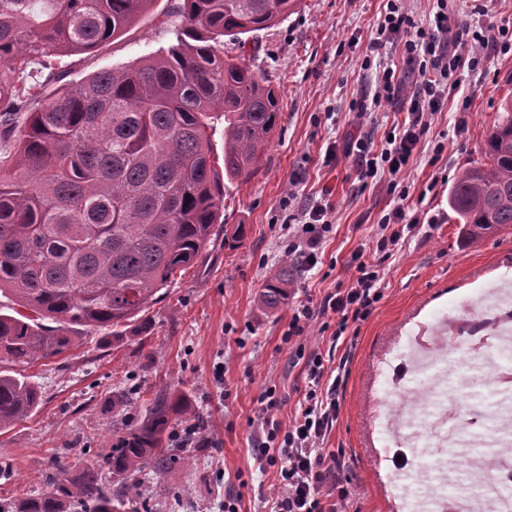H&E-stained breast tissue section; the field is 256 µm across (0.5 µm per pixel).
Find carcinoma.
<instances>
[{"label":"carcinoma","instance_id":"carcinoma-1","mask_svg":"<svg viewBox=\"0 0 512 512\" xmlns=\"http://www.w3.org/2000/svg\"><path fill=\"white\" fill-rule=\"evenodd\" d=\"M153 2L0 0V296L30 311L0 312V431L42 401L21 371L69 351V325L124 332L207 249L222 223L224 181L248 182L271 146L274 89L262 70L224 52V38L245 48L241 36L278 25L298 0H178L175 44L64 82L58 57L92 53ZM504 111L486 161L464 168L450 191L471 243L512 228L511 101ZM297 268L283 260L258 305L285 303ZM169 409L156 397L76 478L0 499V512H152L168 490L143 493L138 474L150 463L160 472L194 464L186 450H161ZM105 469L121 493L101 480Z\"/></svg>","mask_w":512,"mask_h":512}]
</instances>
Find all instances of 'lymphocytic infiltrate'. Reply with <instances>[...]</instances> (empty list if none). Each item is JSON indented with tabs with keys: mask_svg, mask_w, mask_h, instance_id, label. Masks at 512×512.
I'll return each instance as SVG.
<instances>
[{
	"mask_svg": "<svg viewBox=\"0 0 512 512\" xmlns=\"http://www.w3.org/2000/svg\"><path fill=\"white\" fill-rule=\"evenodd\" d=\"M435 2L432 21L419 25L410 17L404 0H387L367 49L375 54L390 45L402 47L404 67H388L378 74L371 100H359L356 107L358 136L340 150L328 145L325 163L342 154L352 159L360 181L386 176L392 184L403 183L422 150L433 116L459 87L461 71L475 70L489 57L512 51V27L492 31L457 24L453 0ZM392 101L399 102L405 118L382 143H375L373 112L381 103ZM333 210V203L323 197L301 208L295 218L288 252L306 269L319 262ZM421 219V214L410 213L408 206L397 203L379 226L375 262H365L361 253H354L348 286L326 296L318 309L298 308L288 325L289 335H303L317 312L336 314L342 331L349 322L367 318L380 298L383 264L393 258L404 232L414 230ZM306 367L305 406L291 425L281 426L273 418L280 399L272 388L262 395L255 416L258 431L254 445L260 450L262 465L275 468L278 481L270 512H342L348 496L347 488L334 480L331 457L322 448L337 418L336 390L321 386L325 366L320 353L310 352Z\"/></svg>",
	"mask_w": 512,
	"mask_h": 512,
	"instance_id": "obj_1",
	"label": "lymphocytic infiltrate"
}]
</instances>
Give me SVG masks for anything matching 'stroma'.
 Masks as SVG:
<instances>
[{
    "instance_id": "obj_1",
    "label": "stroma",
    "mask_w": 512,
    "mask_h": 512,
    "mask_svg": "<svg viewBox=\"0 0 512 512\" xmlns=\"http://www.w3.org/2000/svg\"><path fill=\"white\" fill-rule=\"evenodd\" d=\"M174 2L155 0L146 15L99 51L62 58L68 82L134 64L173 44ZM384 5L299 0L282 23L248 34L246 61L266 71L278 99L280 119L270 150L248 183H225L224 221L207 250L120 339L74 325L76 347L26 369L42 401L27 418L0 431V459L12 468L11 480L0 483V496L50 490L56 461L89 462L114 431L141 420V412L122 413L115 404L133 390L144 405L160 392L180 398L184 409L170 413L169 433L192 423L202 428L192 466L144 470L146 483L169 489L153 501V512H224L230 502L238 512H266L264 499L275 490L276 471L259 467L251 419L270 387L282 399L274 418L286 424L300 413L307 386L306 362L298 353L303 347L320 351L325 367L340 373L338 416L324 448L344 463L339 478L349 490L345 512H398L404 493L421 496L426 487L390 482L402 466L397 454L409 451L410 430L384 435L377 404L400 400L393 382L409 365V337L432 333L441 323L454 325L458 347L445 387L448 426L463 438L487 432L490 423L478 410L486 392L475 382L482 355L471 349L468 327L484 318L481 288L492 281L512 286V229L468 243L448 206V192L461 170L480 160L504 100L512 97V54L463 72L467 111L450 103L435 115L430 135L443 137V157L434 163L429 153H420L406 184L408 205L439 222L406 236L385 265L382 297L370 315L349 324L337 340L331 334L338 321L333 313L311 321L303 336H286L300 305L318 308L325 296L347 287L352 253L374 260L378 223L397 202L386 181L360 182L351 159L322 164L328 143L341 145L356 135L353 105L374 82L376 66L401 62L395 47L366 56ZM455 11L457 20L486 29L512 26V0H456ZM325 189L335 211L322 262L295 275L284 306L260 309L257 295L286 257L283 201L293 190L304 204ZM239 224L246 228L244 238L225 241V230ZM446 455L456 462L450 480L458 493L448 501L451 512H476L471 466L494 484L512 474V447L476 446L463 453L451 447ZM402 467L410 471L414 465Z\"/></svg>"
}]
</instances>
